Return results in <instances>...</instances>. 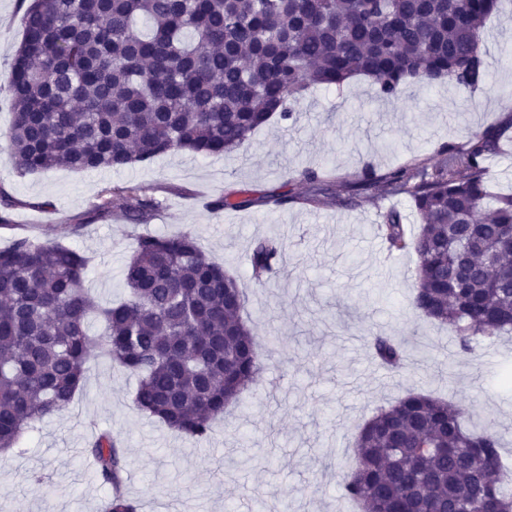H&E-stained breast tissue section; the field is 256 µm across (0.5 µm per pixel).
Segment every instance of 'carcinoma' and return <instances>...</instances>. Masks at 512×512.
Instances as JSON below:
<instances>
[{
    "label": "carcinoma",
    "mask_w": 512,
    "mask_h": 512,
    "mask_svg": "<svg viewBox=\"0 0 512 512\" xmlns=\"http://www.w3.org/2000/svg\"><path fill=\"white\" fill-rule=\"evenodd\" d=\"M498 0H28L8 80L9 160L23 178L57 167L121 171L187 151L222 156L311 87L355 77L396 99L407 84L443 82L468 92L492 71L483 24ZM497 131L444 148L433 166L367 169L348 197L319 172H298L312 200L351 204L380 191L410 197L419 231L396 209L382 214L388 250L417 257L412 308L448 326L459 348L512 333V194L488 191ZM142 224L160 204L117 189ZM260 203L243 191L209 202L212 212ZM105 201L70 225L77 234L111 219ZM284 246L259 238L253 277L276 272ZM87 256L62 241L18 237L0 248V452L32 424L70 409L87 365L104 351L137 378L134 407L184 439L202 443L262 370L261 344L243 319L245 296L190 231L136 240L122 270L125 297L98 302L86 286ZM97 319L105 331L97 338ZM390 371L405 347L371 335ZM469 409L411 392L365 422L342 494L361 512H512L497 437L467 426ZM111 490L105 512H140L124 492L126 459L109 433L87 448Z\"/></svg>",
    "instance_id": "carcinoma-1"
}]
</instances>
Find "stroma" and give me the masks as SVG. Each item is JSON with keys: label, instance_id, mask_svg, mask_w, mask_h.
I'll list each match as a JSON object with an SVG mask.
<instances>
[{"label": "stroma", "instance_id": "obj_1", "mask_svg": "<svg viewBox=\"0 0 512 512\" xmlns=\"http://www.w3.org/2000/svg\"><path fill=\"white\" fill-rule=\"evenodd\" d=\"M24 0H0V192L15 202L0 247L18 234L59 238L90 257L88 286L102 301L123 295L121 270L136 235L193 231L207 255L236 277L244 319L262 337L265 369L197 445L168 431L133 405L135 380L103 356L63 415L35 423L17 448L0 454V512H103L108 496L80 454L86 440L109 432L126 450L128 494L141 512H354L340 485L362 425L411 392L466 405L470 423L502 438L512 463V337L461 352L446 327L409 306L416 256L388 251L377 234L382 212L395 208L409 234L419 219L408 198L386 193L344 205L313 202L291 176L304 168L336 186L362 169L376 175L439 160L446 144L469 146L487 128L508 137L486 162L490 191H512V0H501L484 39L490 86L470 93L443 84H412L394 100L363 77L341 88L313 89L294 107V122L271 120L233 153L184 151L113 171L57 168L17 177L8 159L13 114L6 85L22 35ZM137 186L162 207L147 225L131 223L108 189ZM288 193L285 205L216 214L221 193ZM112 219L72 235L74 219L103 199ZM48 200L53 210L38 209ZM277 237L285 250L277 272L253 280V240ZM401 340L405 367L386 370L367 343L370 332Z\"/></svg>", "mask_w": 512, "mask_h": 512}]
</instances>
